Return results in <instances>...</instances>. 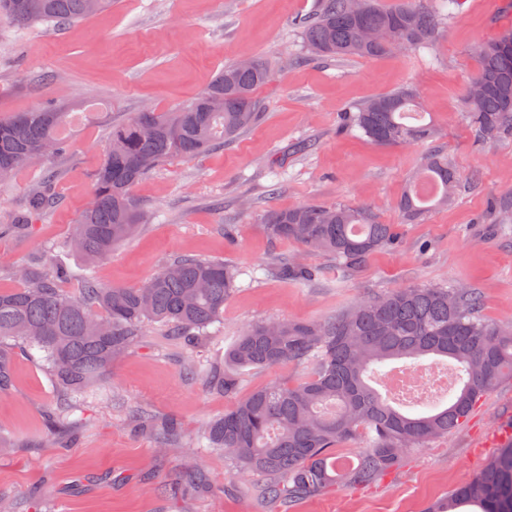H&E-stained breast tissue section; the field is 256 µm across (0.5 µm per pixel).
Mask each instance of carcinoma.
I'll use <instances>...</instances> for the list:
<instances>
[{
  "label": "carcinoma",
  "mask_w": 512,
  "mask_h": 512,
  "mask_svg": "<svg viewBox=\"0 0 512 512\" xmlns=\"http://www.w3.org/2000/svg\"><path fill=\"white\" fill-rule=\"evenodd\" d=\"M458 0H315L312 15L295 22L308 52L338 59H376L400 50L428 49L439 36L441 9ZM92 16L87 0H0V17L18 26L81 22ZM479 68L463 99L478 142L512 139V29L476 47ZM274 76L256 57L220 69L213 81L169 112H138L112 127L103 161L93 174L91 205L77 216L60 245L12 267L22 288L0 289V389L9 381L8 342L43 354L61 394L45 408L48 432L64 425L75 397L112 367L144 336L149 323L167 327L187 354V365L210 387L238 394L241 372L282 364L306 373L292 383H272L242 398L201 431L208 447L224 452L245 474L265 478L259 494L291 508L335 485L368 486L398 468L406 452L447 435L464 423L480 399L512 379V324L488 321L473 288L405 285L363 297L324 321L268 320L243 329L228 353L233 370L217 371L194 354L209 328L224 319V304L239 289L241 271L219 260L180 256L138 286L105 287L86 270L79 297L62 284L71 269L57 252H78L89 261L106 258L130 239L144 213L130 189L159 164L192 158L252 129L262 119L258 91ZM69 112L42 105L0 117V182L17 170L61 155ZM346 122L379 146L434 140L435 125L402 87L349 111ZM462 181L448 157L432 151L421 159L401 200L407 220L429 204H446ZM55 205V173L46 170L0 240L27 236L31 221ZM264 229L274 240L293 241L336 259L348 275L375 253L395 246L399 229L370 208L309 203L273 208ZM266 273L299 284L318 277L300 260L281 258ZM456 363L460 391L446 405L421 414L395 408L367 379L390 361L418 365L424 359ZM135 431H152L165 446L178 437L174 424L157 429L149 413L129 414ZM366 448L345 461L337 448L352 440ZM512 512V443L498 450L471 481L434 502L428 512Z\"/></svg>",
  "instance_id": "cac0c4a2"
}]
</instances>
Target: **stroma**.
<instances>
[{
    "instance_id": "obj_1",
    "label": "stroma",
    "mask_w": 512,
    "mask_h": 512,
    "mask_svg": "<svg viewBox=\"0 0 512 512\" xmlns=\"http://www.w3.org/2000/svg\"><path fill=\"white\" fill-rule=\"evenodd\" d=\"M314 0H114L110 9L64 27L17 26L0 20V116L37 105L100 103L99 117L67 127L68 151L53 160L58 206L29 236L0 241V261L24 263L63 242L92 197L113 125L134 113L174 110L206 88L224 64L261 56L274 79L258 92L264 117L214 151L160 165L131 193L146 221L94 268L108 286L149 279L180 254L246 270L224 306V326L198 354L223 369L242 329L267 319L322 321L363 296L405 284L466 285L484 297V315L512 322V223L489 224L490 204L512 192V141L479 149L463 108L478 68L474 47L512 27V0H459L442 16L437 42L425 50L376 60H312L293 22ZM410 86L431 112L434 145L384 147L343 125L346 109ZM308 151H299V144ZM441 148L477 187L431 207L414 224L400 201L419 158ZM37 166L0 184V224L8 223L33 186ZM305 203L374 209L398 225L399 246L371 256L345 277L333 258L270 241L265 213ZM297 257L320 272L308 286L261 274L272 257ZM185 355L164 326L145 336L78 396V423L54 438L43 409L58 390L38 355L14 353L0 390V499L11 512H275L240 474L209 448H191L209 420L233 400L184 371ZM157 423L175 421L183 444L159 446L132 432L128 411ZM512 440V380L478 404L470 420L445 437L410 449L395 472L366 487L335 486L300 501L292 512H425L470 481ZM192 460L198 489L180 472Z\"/></svg>"
}]
</instances>
